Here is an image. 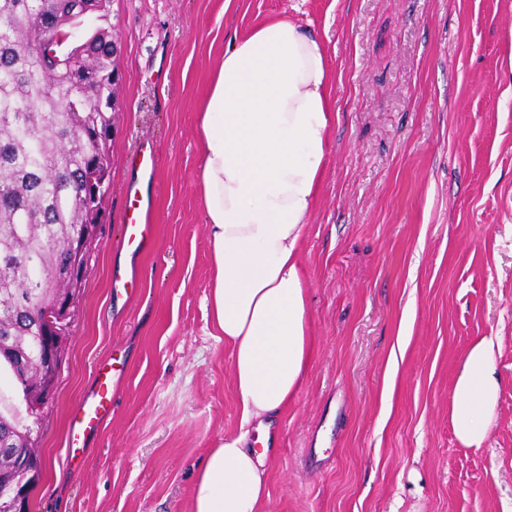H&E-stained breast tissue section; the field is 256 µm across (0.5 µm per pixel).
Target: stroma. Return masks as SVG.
Masks as SVG:
<instances>
[{
  "label": "stroma",
  "instance_id": "35a3bbf8",
  "mask_svg": "<svg viewBox=\"0 0 512 512\" xmlns=\"http://www.w3.org/2000/svg\"><path fill=\"white\" fill-rule=\"evenodd\" d=\"M277 18L321 37L336 122L301 251L313 355L271 424L267 512H512V0H111L85 20L120 46L107 222L52 400L29 413L0 374V408L32 428L44 463L31 512H189L197 464L239 432L208 311L196 123L227 40ZM147 142L155 241L131 257L124 187ZM118 266L135 293H112ZM484 336L499 343L501 390L486 441L469 448L452 389ZM116 349L112 418L73 465L67 416Z\"/></svg>",
  "mask_w": 512,
  "mask_h": 512
}]
</instances>
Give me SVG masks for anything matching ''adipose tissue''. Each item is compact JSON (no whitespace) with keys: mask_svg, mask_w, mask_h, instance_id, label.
Returning <instances> with one entry per match:
<instances>
[{"mask_svg":"<svg viewBox=\"0 0 512 512\" xmlns=\"http://www.w3.org/2000/svg\"><path fill=\"white\" fill-rule=\"evenodd\" d=\"M333 82L313 30L267 21L228 41L198 114L210 314L230 352L240 433L199 463L191 512H263L268 498L261 446L312 355L301 246L331 147ZM497 350L481 337L453 387V429L470 448L483 445L497 406Z\"/></svg>","mask_w":512,"mask_h":512,"instance_id":"adipose-tissue-1","label":"adipose tissue"}]
</instances>
